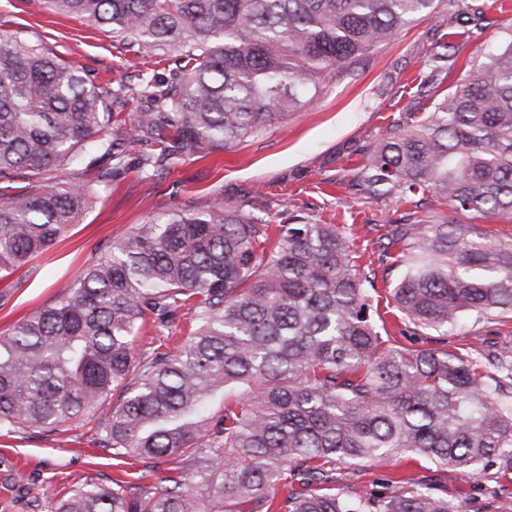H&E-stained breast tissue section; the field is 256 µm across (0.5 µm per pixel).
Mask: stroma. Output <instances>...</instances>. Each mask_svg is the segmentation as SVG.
Wrapping results in <instances>:
<instances>
[{"instance_id": "stroma-1", "label": "stroma", "mask_w": 512, "mask_h": 512, "mask_svg": "<svg viewBox=\"0 0 512 512\" xmlns=\"http://www.w3.org/2000/svg\"><path fill=\"white\" fill-rule=\"evenodd\" d=\"M25 35L90 73L96 83L115 88L130 77L129 54L111 34L71 16L51 13L40 0H0V32ZM512 34V12H487L474 23L453 14L446 0L435 13L405 27L374 49L353 71L333 79L287 124L269 128L239 145L209 155H187L170 171L148 178L128 151L111 183L80 224L46 254L0 281V334L14 323L56 302L86 265L106 252L118 237L139 224L186 205L198 197L218 199L272 224L294 217L352 226L361 266L363 251L410 213L436 221L449 207L432 201L413 207L400 193L371 195L361 186V170L374 145L392 124L403 121L425 74L424 61L436 39L448 45V72L436 91L463 84L501 37ZM512 347V324L495 317L466 319L449 330V351L471 353L482 345ZM95 419L74 420L53 433L24 429L0 432V512H34L41 489L64 493L112 476V456L102 448ZM432 484L458 512H512V478L494 466L472 473L434 466L425 459L381 457L365 465L363 483L384 492L390 479L403 475Z\"/></svg>"}]
</instances>
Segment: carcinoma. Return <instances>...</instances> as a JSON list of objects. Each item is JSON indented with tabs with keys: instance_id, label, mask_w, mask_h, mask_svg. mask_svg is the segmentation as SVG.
Listing matches in <instances>:
<instances>
[{
	"instance_id": "obj_1",
	"label": "carcinoma",
	"mask_w": 512,
	"mask_h": 512,
	"mask_svg": "<svg viewBox=\"0 0 512 512\" xmlns=\"http://www.w3.org/2000/svg\"><path fill=\"white\" fill-rule=\"evenodd\" d=\"M110 32L165 78L111 91L24 34H0V277L48 252L112 182L124 148L139 170L232 148L314 101L436 0H41ZM479 22L489 0H448ZM448 70V44L427 56ZM146 108L131 128L118 108ZM96 172L97 186L84 181ZM372 194L431 193L456 212L512 214V35L460 87L429 98L370 153ZM406 270L390 291L403 337L512 314V238L408 217L378 241ZM271 250L257 257V247ZM334 224L271 226L218 200L138 225L55 304L0 334V429L50 433L97 418L113 467L170 460L151 486L117 473L45 512H455L410 477L336 492V465L419 455L462 472H512V349L479 361L381 335L374 281ZM188 325L176 322L179 314ZM115 401H110V398Z\"/></svg>"
}]
</instances>
